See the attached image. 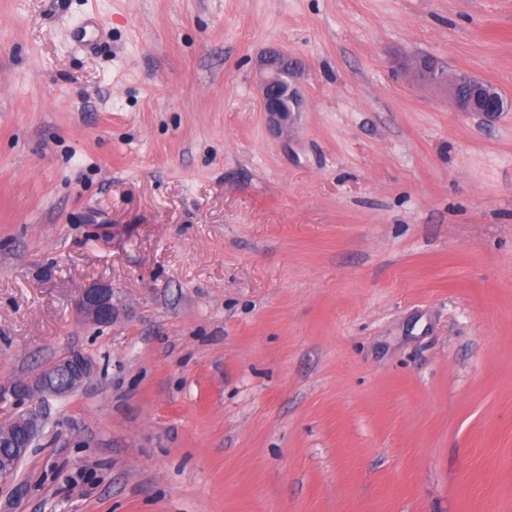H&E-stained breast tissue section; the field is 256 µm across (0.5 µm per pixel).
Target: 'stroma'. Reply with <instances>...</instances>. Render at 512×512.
Masks as SVG:
<instances>
[{
	"instance_id": "35a3bbf8",
	"label": "stroma",
	"mask_w": 512,
	"mask_h": 512,
	"mask_svg": "<svg viewBox=\"0 0 512 512\" xmlns=\"http://www.w3.org/2000/svg\"><path fill=\"white\" fill-rule=\"evenodd\" d=\"M72 350L0 512H512V0H0V384ZM298 62L287 54L269 50L258 60V88L267 125L288 131L296 112H301L302 93L298 81ZM416 71L420 78L431 84L448 86V69L438 60L422 57L416 62ZM470 81L471 93L465 99L457 95L458 87ZM450 99L461 112H479L487 118H493L501 112V102L488 83L472 80L467 73H460L449 80ZM76 312L85 321L97 325L112 324L116 317L112 289L101 284L84 288L76 302Z\"/></svg>"
}]
</instances>
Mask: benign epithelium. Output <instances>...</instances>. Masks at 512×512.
<instances>
[{"mask_svg": "<svg viewBox=\"0 0 512 512\" xmlns=\"http://www.w3.org/2000/svg\"><path fill=\"white\" fill-rule=\"evenodd\" d=\"M416 71L420 78L431 84L449 86L450 99L461 112H479L487 118L501 112V102L486 82L473 80L464 72L450 81L447 67L432 58H420L416 62ZM258 73L262 112L267 125L278 132L288 130L302 105L298 62L283 52L269 50L258 60ZM467 81L470 82L471 93L461 99L457 89ZM76 312L85 321L97 325L111 324L116 317L112 288L93 284L83 289L76 302ZM97 369L96 361L90 356L80 351L68 352L31 378L8 386L0 385V404L19 405L36 395L43 400L65 397L81 387ZM11 427L10 423L0 426V443L11 442L8 451H0V479L3 481L12 476L16 461L27 453L32 437L42 427V416L37 413L26 415L17 435L11 432Z\"/></svg>", "mask_w": 512, "mask_h": 512, "instance_id": "benign-epithelium-1", "label": "benign epithelium"}]
</instances>
